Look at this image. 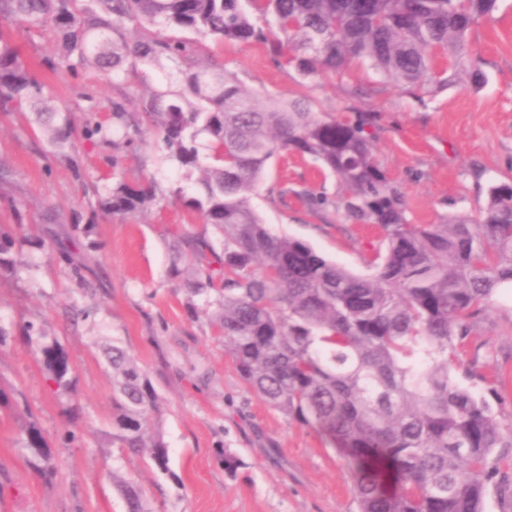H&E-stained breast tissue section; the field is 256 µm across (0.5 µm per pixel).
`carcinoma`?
Instances as JSON below:
<instances>
[{
    "instance_id": "cac0c4a2",
    "label": "carcinoma",
    "mask_w": 512,
    "mask_h": 512,
    "mask_svg": "<svg viewBox=\"0 0 512 512\" xmlns=\"http://www.w3.org/2000/svg\"><path fill=\"white\" fill-rule=\"evenodd\" d=\"M497 0H0V109L26 105L48 142L60 148L75 133L31 73L1 26L51 32L62 46L53 70L92 66L125 84L139 64H180L182 84L138 99H112V123L96 106L80 135L131 144L144 124L155 127L166 159L199 186L186 207L222 235L223 252L197 239L191 257L210 252L217 266L192 270L187 287L215 304L224 347L248 388L269 406L319 431L342 452L353 477L358 512H484L498 471V448L512 447L501 412L464 383L454 358L494 296L512 288V183H492L479 216L460 212L437 224H413L403 192L375 158L377 115L338 119L302 94L247 93L237 75L210 54L206 41H265L277 63L305 80L343 76L356 60L413 94H427L466 74L484 73L466 43L475 22ZM130 24L145 29L134 41ZM182 32L166 35L146 26ZM448 55V69L435 63ZM206 154H201V150ZM306 157L337 190L305 193L314 214L336 211L351 224L382 232L356 274L306 242L266 228L249 203L270 162L283 153ZM152 188L117 183L99 207L134 214ZM27 237L0 225V274L24 266ZM53 255L85 285L84 265L69 238L54 236ZM39 354L56 391L73 389V367L55 340ZM112 441L169 471L159 435L144 422L157 394L135 360L118 346L110 356ZM20 447L47 478L52 448L34 423ZM127 512H148L142 491L117 484Z\"/></svg>"
}]
</instances>
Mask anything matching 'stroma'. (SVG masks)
Listing matches in <instances>:
<instances>
[{
    "mask_svg": "<svg viewBox=\"0 0 512 512\" xmlns=\"http://www.w3.org/2000/svg\"><path fill=\"white\" fill-rule=\"evenodd\" d=\"M31 74L82 125L89 104L110 118L111 83L83 68L51 73L60 46L51 33L15 35ZM211 52L257 95L306 93L322 111L378 115L376 159L404 192L417 224L477 213L491 181L512 180V0H497L491 19L471 29L467 54L487 76L480 87L455 84L416 97L361 63L336 80H302L278 66L268 44L227 42ZM158 133L132 146L75 141L61 153L38 130L28 108L0 109V224L38 239L72 235L95 293L78 285L50 250L26 247L27 269L0 276V512H126L115 481L140 486L150 512H356L344 459L314 428L289 419L252 394L224 348V338L184 276L172 272L177 238L219 242L183 201L197 184L164 158ZM123 181L153 184L156 199L135 214H108L96 189ZM335 190L309 159L282 156L251 196L276 234L301 239L324 258L364 274L379 241L373 227L335 212L312 216L302 193ZM279 187L283 197L270 195ZM44 327L68 352L74 391L56 393L45 378L27 324ZM123 348L157 394L148 427L169 449V471L145 453L112 441V367L105 350ZM478 391L512 424V288L501 289L474 325L460 354ZM36 423L55 454L43 478L19 447L22 425ZM79 439L61 446L65 430ZM238 460L224 467L225 454Z\"/></svg>",
    "mask_w": 512,
    "mask_h": 512,
    "instance_id": "stroma-1",
    "label": "stroma"
}]
</instances>
